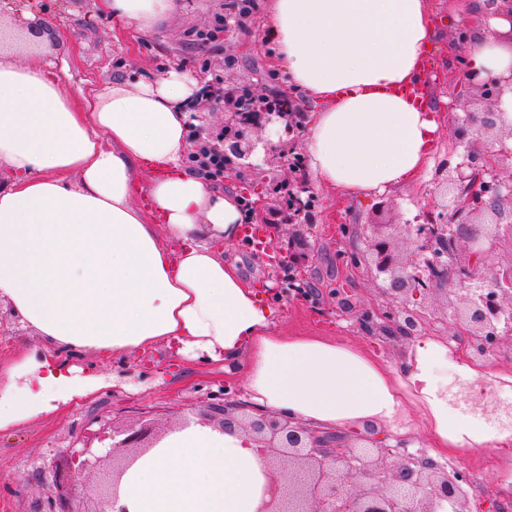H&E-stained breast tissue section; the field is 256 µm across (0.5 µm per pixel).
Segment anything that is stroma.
Listing matches in <instances>:
<instances>
[{
  "label": "stroma",
  "instance_id": "stroma-1",
  "mask_svg": "<svg viewBox=\"0 0 512 512\" xmlns=\"http://www.w3.org/2000/svg\"><path fill=\"white\" fill-rule=\"evenodd\" d=\"M269 2L259 0L261 11L253 23L230 29L216 46L197 41L196 33L224 15L226 0H176L175 10L147 33L99 13L96 0H29L20 9L13 0H0V26L17 29L31 46L25 61L52 60L62 89L72 96L116 81L159 79L175 69L196 78L197 63L203 60L210 74L223 76L228 87L248 86L259 95L291 99L295 124L260 122L244 128L243 138L254 151L235 159L222 188L265 200L255 218L266 228L268 252L289 260L299 279L319 293L314 300L285 292L269 295L279 325L311 336L361 343L380 358L395 360L404 342L376 340L360 320L363 311L390 307L381 294L383 280L368 263V241L373 225L412 224L431 211L439 183L461 161L462 113L451 103L454 80L472 67L469 45L458 39L464 24L449 19L447 0H428L433 35L427 55L433 70L425 74L423 83L438 124L430 166L412 182L359 197L319 184L305 163L311 117L321 106L290 82L275 63L274 47L263 40V10ZM285 183L303 184L314 201L292 222L281 212L278 189ZM223 250L246 281L261 289L270 285L274 271L267 253L254 252L240 238L225 243ZM38 343V336L1 302L0 362ZM83 365L94 374L132 376L143 390L135 394L107 385L54 414L1 431L0 512H29L46 491L33 476L35 468L46 462L66 464L67 448L87 433L95 435L93 447L107 448L112 444V426L146 420L162 436L181 426L185 414L204 405L210 393L224 389L237 399L244 384L243 378H227L208 364L184 363L161 347L119 358L89 356ZM445 462L470 473L471 484L478 486L471 499L472 512H490L493 503L512 502V493L504 491L512 479V461L500 450L466 449L448 454Z\"/></svg>",
  "mask_w": 512,
  "mask_h": 512
}]
</instances>
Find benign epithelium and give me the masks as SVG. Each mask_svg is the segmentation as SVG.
<instances>
[{
  "label": "benign epithelium",
  "instance_id": "1",
  "mask_svg": "<svg viewBox=\"0 0 512 512\" xmlns=\"http://www.w3.org/2000/svg\"><path fill=\"white\" fill-rule=\"evenodd\" d=\"M466 93L456 95L453 106L464 112V120L479 135L508 131L512 136V115L503 107V97L512 94L509 75H482L472 71L464 77ZM477 93L483 106L472 110ZM253 105L230 100L228 129L246 125L241 115L249 110L264 117L288 118V112L273 110L268 97L250 95ZM476 143L464 145L463 160L442 181V201L434 202L446 220L440 224H397V235L379 233L370 244V258L376 271L385 275L384 296L396 304L397 314L372 311L365 314L383 338L397 335L411 340L422 332L424 316L411 301L429 295L448 294V287L468 283L477 289L459 298L454 326L469 350L472 361H484L512 345V336L502 335L496 315L512 306V259L499 265L487 279L482 275L484 258L500 234L512 235V150L500 148L493 157L475 153ZM509 173V181L500 175ZM405 241L400 251L397 239ZM470 247L460 252L458 244ZM208 423L230 430L241 427L251 432L260 451L269 458L274 471L288 465V481L279 489L267 512H467L469 480L465 473L444 466L424 451L399 452L375 436V426L336 436H317L286 417L252 418L242 403L231 397H215L202 409ZM150 424L119 429L112 427V447L100 455L92 448H71L75 469L43 466L49 475L46 495L35 501L31 512H105L114 506L118 481L133 460L149 449L145 444ZM112 460V468L98 480L93 507L76 508L80 479Z\"/></svg>",
  "mask_w": 512,
  "mask_h": 512
}]
</instances>
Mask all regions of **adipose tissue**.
<instances>
[{
	"instance_id": "ef3b65f1",
	"label": "adipose tissue",
	"mask_w": 512,
	"mask_h": 512,
	"mask_svg": "<svg viewBox=\"0 0 512 512\" xmlns=\"http://www.w3.org/2000/svg\"><path fill=\"white\" fill-rule=\"evenodd\" d=\"M175 5L98 0L101 13L141 31ZM263 33L293 84L324 104L307 139L321 184L357 195L418 175L438 126L404 89L419 80L432 35L428 0H272ZM469 51L479 71L511 70L512 21L493 20ZM198 90L173 70L75 100L50 65L0 55V301L42 340L0 365V431L107 384L77 358L161 346L243 375L255 413L348 431L393 423L413 406L433 456L512 452V432L449 408L447 368L476 393L491 374L447 344L415 339L392 364L358 344L277 327L221 250L239 234V198L187 164ZM274 486L250 435L192 424L137 457L118 498L127 512H261Z\"/></svg>"
}]
</instances>
